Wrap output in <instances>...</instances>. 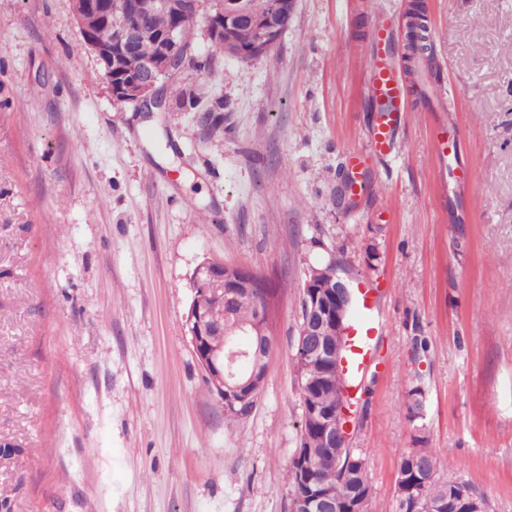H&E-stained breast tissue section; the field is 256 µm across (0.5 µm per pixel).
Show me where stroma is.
Wrapping results in <instances>:
<instances>
[{"mask_svg": "<svg viewBox=\"0 0 512 512\" xmlns=\"http://www.w3.org/2000/svg\"><path fill=\"white\" fill-rule=\"evenodd\" d=\"M411 0H295L262 58L185 69L169 107L113 100L71 0H0V498L12 512H289L299 289L338 260L381 289L351 445L370 512L400 458L512 512V0H424L438 77L368 153L375 38ZM220 100L206 132L175 89ZM364 189L341 196L347 157ZM276 293L258 401L224 417L185 334L190 277ZM425 418L412 423L408 391Z\"/></svg>", "mask_w": 512, "mask_h": 512, "instance_id": "35a3bbf8", "label": "stroma"}]
</instances>
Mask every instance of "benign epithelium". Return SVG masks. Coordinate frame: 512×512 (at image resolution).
I'll list each match as a JSON object with an SVG mask.
<instances>
[{"label":"benign epithelium","instance_id":"obj_1","mask_svg":"<svg viewBox=\"0 0 512 512\" xmlns=\"http://www.w3.org/2000/svg\"><path fill=\"white\" fill-rule=\"evenodd\" d=\"M295 0H270L267 12L256 13L249 0H224L223 24L205 25L209 40L232 41L233 25L246 24L255 33L252 58L267 55L282 38L293 15ZM73 12L82 32H87L91 8L89 0H72ZM200 0H112L105 14V23L112 29V40L101 44L85 38L86 46L104 70L112 98L146 111L163 106L157 84L159 77L175 66L185 67L187 52L178 38L177 28L162 32L157 38V52L141 61L138 69L125 67V59L136 49V36L143 23L157 12H168L176 18L194 19L200 14ZM270 284L244 266L224 265L205 260L191 276L193 292H204L217 301L231 305L242 289L267 295ZM352 304V292L347 280L338 274L335 261L322 269H311L300 287L299 334L295 345L298 363L296 392L301 398L299 438L313 432L329 449L330 463L336 465L349 445L348 410L338 404L332 408L313 396L322 387H336L338 398L345 393V349L348 327L346 315ZM185 325L198 364L205 372L211 388L224 408L240 407L246 413L254 406L255 391L249 382L263 378L268 359L277 350V339L271 340L269 354L261 355L243 345L224 348L234 336L259 333L253 322L232 324L212 318L195 303H190L184 315ZM445 482L434 466L419 456L412 458L411 475H403L395 488L396 498L409 506L420 503L429 489ZM372 488L362 477L353 489L344 482L337 486L317 483L297 499L294 512H369ZM432 512H491L485 495L455 480L448 481V499L428 504Z\"/></svg>","mask_w":512,"mask_h":512}]
</instances>
